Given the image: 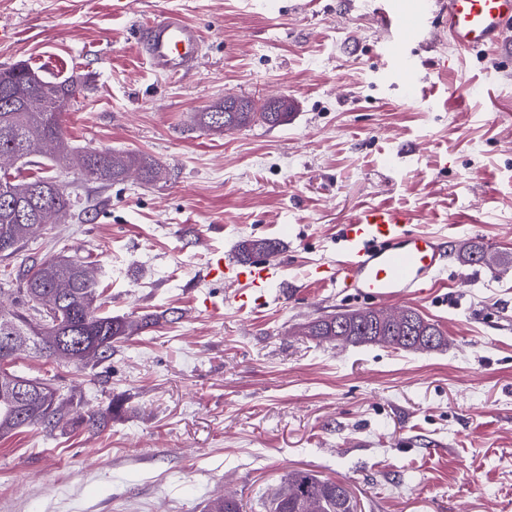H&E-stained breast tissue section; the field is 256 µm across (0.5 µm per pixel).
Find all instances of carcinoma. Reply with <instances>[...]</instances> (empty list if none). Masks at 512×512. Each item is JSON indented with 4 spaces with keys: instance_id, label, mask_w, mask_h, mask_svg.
Instances as JSON below:
<instances>
[{
    "instance_id": "1",
    "label": "carcinoma",
    "mask_w": 512,
    "mask_h": 512,
    "mask_svg": "<svg viewBox=\"0 0 512 512\" xmlns=\"http://www.w3.org/2000/svg\"><path fill=\"white\" fill-rule=\"evenodd\" d=\"M82 87L71 78L43 79V85L30 86L24 79L23 64L0 68V154L10 153L25 158L35 154V147L50 141L54 145L46 160L36 168L61 170L74 153L67 141L64 113L57 110L58 97L76 99ZM242 111L226 112L224 104L195 113L198 125L215 134L260 123L276 127L288 122L290 113L269 112L266 104L256 105L243 99ZM136 166L143 180L154 182L163 170L145 156H130L112 150H90L82 157L80 175L90 183L103 187L124 180L128 170ZM79 201L58 175L37 174L25 179L0 180V257L16 259L34 238L45 230L39 223L45 212L73 218ZM280 243L268 238L241 241L240 254L245 261L261 251L275 257ZM87 262L52 254L23 269L16 309H0V337L24 336L26 350L45 358H63L79 369L95 367L110 359L112 344L143 333L159 324L156 314L114 315L103 309L99 282L85 274ZM411 324L391 323L383 311L374 308L341 310L317 318L304 326V333L319 342H344L355 345L378 344L402 350L431 351L446 345L437 324L409 308ZM405 336H435L431 346L401 340ZM19 350L0 354V438L24 428L58 424L64 420L56 406L57 387L48 378L30 377L35 390L23 402L10 389L9 381L19 377L11 369ZM208 512H242V504L232 497L216 498ZM268 512H355V504L342 481L321 479L308 470H293L270 498Z\"/></svg>"
}]
</instances>
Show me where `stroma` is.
<instances>
[{"mask_svg": "<svg viewBox=\"0 0 512 512\" xmlns=\"http://www.w3.org/2000/svg\"><path fill=\"white\" fill-rule=\"evenodd\" d=\"M385 0H0V68L87 77L65 116L78 150L147 156L167 171L101 188L77 168L80 218L49 224L53 246L104 271L116 314L175 321L114 343L80 370L23 353L82 403L57 426L0 439V512H243L290 470L345 482L358 512H512V56L419 50L407 88L378 20ZM176 13L200 60L159 75L136 30ZM293 99L288 124L223 135L195 113L226 96ZM413 211L442 238L448 268L417 309L447 338L431 352L330 345L300 324L364 307L306 287L339 257L338 227L365 206ZM248 237L279 241L276 282L243 311L212 258L240 262ZM483 246L499 272L464 261ZM469 282H461V274ZM105 428L78 424L103 410Z\"/></svg>", "mask_w": 512, "mask_h": 512, "instance_id": "35a3bbf8", "label": "stroma"}]
</instances>
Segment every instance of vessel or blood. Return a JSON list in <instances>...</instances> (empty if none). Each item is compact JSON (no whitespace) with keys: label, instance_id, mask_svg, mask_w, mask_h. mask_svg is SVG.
Instances as JSON below:
<instances>
[{"label":"vessel or blood","instance_id":"1","mask_svg":"<svg viewBox=\"0 0 512 512\" xmlns=\"http://www.w3.org/2000/svg\"><path fill=\"white\" fill-rule=\"evenodd\" d=\"M383 20L392 34L390 48L399 68L413 81L419 78V67L406 48L413 43L427 46L433 29L447 34L449 42L464 51H512V0H427L416 10L392 0ZM138 40L158 73L188 72L196 66L199 31L177 14L156 19L140 31ZM416 222L414 213L402 209H358L339 228L343 260L318 267V282L342 294L378 300L392 299L409 288L419 294L429 292L446 267V250L437 236L420 231ZM218 271L235 284L234 300L246 309L259 305L276 267L264 261L222 265Z\"/></svg>","mask_w":512,"mask_h":512}]
</instances>
